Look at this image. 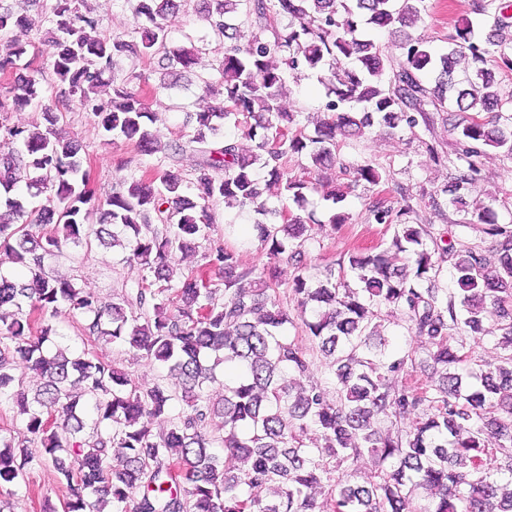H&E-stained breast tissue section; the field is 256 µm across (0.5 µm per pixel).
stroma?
Segmentation results:
<instances>
[{
	"mask_svg": "<svg viewBox=\"0 0 512 512\" xmlns=\"http://www.w3.org/2000/svg\"><path fill=\"white\" fill-rule=\"evenodd\" d=\"M470 4L471 0H428L425 23L410 27L408 33L430 40L433 46H441L449 24L470 16ZM87 6L100 18V31L104 35L121 36L134 25L128 0H87ZM200 8L199 0H188L180 11L164 20L170 47L193 44L205 51L204 69L174 78L168 89L148 98L151 110L159 114L155 128L165 142L185 141L191 132L186 122L187 113L200 111L214 102L213 97L205 94L204 82L216 78L211 65L223 57L224 44L202 19ZM325 100L324 85L317 75L308 74L290 83L282 105L287 111L300 113L303 123L311 126L323 118ZM59 128L64 136L81 143L84 167L98 195L110 193L121 182L139 178L144 170L157 164L155 157L140 154L133 147L107 144L94 115L84 110L76 108L67 112ZM454 144L452 124L442 119L436 120L431 129H419L414 136L406 131L376 126L363 137L345 143L340 160L347 165L373 161L386 168L389 181L384 189L388 200L399 201L404 192L411 196L413 210L403 216V223L430 225L433 232L443 233L445 239H461L482 251L486 259L495 260L494 238L486 234L483 225L464 224V212L450 204V196L444 191L451 181V172L436 165L430 156L434 150L449 152ZM482 177L481 200L495 199L500 223L511 226L512 169L497 152L491 151L482 160ZM371 196V191L364 186L350 189L342 207L350 213L351 219L339 227L331 221L337 207L324 200L321 193H308L306 207L319 219L305 243L309 275L323 277L327 269L347 262L354 248L375 247L391 239L393 225L375 224L367 218L366 206ZM213 211L214 231L209 238L199 240L194 252L181 256L180 264L204 267L205 254L217 243L236 249L242 266L266 264L265 254L246 236L245 227L254 222V214L225 208L220 201L214 203ZM45 269L49 274L73 279L79 287L105 303L120 293L122 283L137 280L143 274L139 266L119 263L112 248L97 246L88 251L67 248L62 256L47 259ZM94 348L99 357L127 372L136 385L149 387L165 376L157 363L133 355L126 344L102 343ZM64 493L51 467L35 465L28 469L25 484L16 488L14 494L0 497V512H43L44 503L61 506Z\"/></svg>",
	"mask_w": 512,
	"mask_h": 512,
	"instance_id": "1",
	"label": "stroma"
}]
</instances>
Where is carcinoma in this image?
Segmentation results:
<instances>
[{
  "label": "carcinoma",
  "instance_id": "carcinoma-1",
  "mask_svg": "<svg viewBox=\"0 0 512 512\" xmlns=\"http://www.w3.org/2000/svg\"><path fill=\"white\" fill-rule=\"evenodd\" d=\"M202 2L204 19L224 41L218 78L205 80L204 91L224 105L190 114L192 134L174 144L151 130L158 113L146 102L145 77H120L113 65L134 55L176 76L200 65L201 49L167 46L160 19L176 0H135L126 39L102 36L83 0H56L44 48L15 35L29 26L27 16L0 7V253L19 267L0 269V404L16 405L38 445L33 451L0 438V489L12 494L28 468L49 462L65 482L67 512H512V466L506 487L499 466L512 457V228L478 200L471 220L498 238L492 268L464 242L443 245L426 225L404 224L388 247L349 255L358 287L331 272L313 281L302 261L310 226L290 204L302 206L317 186L284 167L289 157L331 166L339 135L358 138L376 125L413 135L434 115L454 112V151H428L454 172L450 203L467 206L486 148L512 161V94L499 78L512 72V0H475L474 13L492 19L489 32L461 19L441 52L420 38L386 46L363 36L367 27L399 33L421 20L426 0ZM242 17L256 28L248 37ZM30 54L47 55L58 95H47L36 75L18 73ZM324 70L328 118L308 132L280 99L289 80ZM33 104L43 124H7L8 113ZM74 104L98 118L110 142L157 155L163 168L97 197L80 145L58 132ZM226 124L255 141L257 152H243L236 135H221ZM185 156L193 161L190 182ZM353 174L373 187L389 179L372 161ZM20 182L25 196L15 192ZM264 184L280 187L281 207L266 205ZM216 199L258 215L269 264L243 269L236 252L218 245L206 256V272L175 266L177 254L191 252L213 227ZM367 211L375 223L391 224L410 208L378 195ZM96 242L145 271L107 305L44 267L69 246ZM284 254L297 265L287 292L323 358L324 385L297 384L311 361L284 333L293 319L281 307L272 266ZM445 261L452 292L437 284ZM421 281L429 286L418 287ZM383 305L400 312L427 347L385 356L377 321ZM67 311L80 313L81 332L95 343L124 342L178 384L141 389L94 351L75 354L55 343L54 319ZM490 321L504 355L480 384L467 385L458 371L472 357L467 340L479 342ZM19 363L40 379L36 389L25 390L14 374ZM223 363L240 378L214 402L204 390ZM177 401L184 408L170 427L154 431ZM418 410L423 418L407 430L376 427L380 418ZM216 418L222 436L207 431ZM310 427L319 432L311 446ZM217 444L226 458L212 451ZM365 453L387 467L358 484L349 461ZM417 488L427 503L413 504ZM315 489L324 495L320 504Z\"/></svg>",
  "mask_w": 512,
  "mask_h": 512
}]
</instances>
